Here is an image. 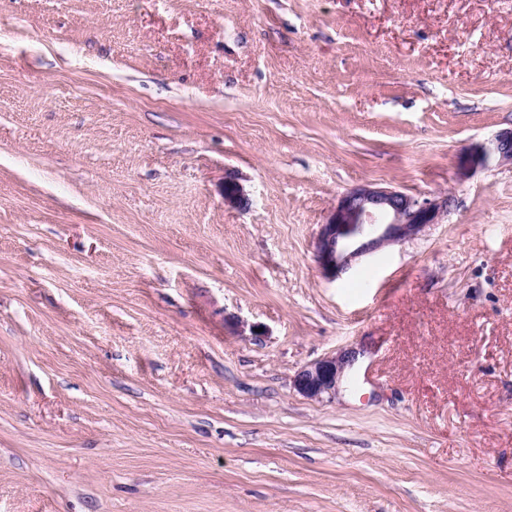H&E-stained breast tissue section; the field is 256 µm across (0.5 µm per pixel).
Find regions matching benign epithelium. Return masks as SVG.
I'll use <instances>...</instances> for the list:
<instances>
[{"label":"benign epithelium","instance_id":"7a95c632","mask_svg":"<svg viewBox=\"0 0 512 512\" xmlns=\"http://www.w3.org/2000/svg\"><path fill=\"white\" fill-rule=\"evenodd\" d=\"M512 164V128L498 132L486 143L469 149L463 171L484 167L491 160ZM249 204L244 187L233 177L224 181V205L243 209ZM451 198L418 199L400 191L363 185L341 196L315 242V257L322 273L336 279L358 258L402 242L439 223L448 215ZM357 352L316 360L295 376L294 387L303 396L320 399L336 391L338 379L356 360Z\"/></svg>","mask_w":512,"mask_h":512}]
</instances>
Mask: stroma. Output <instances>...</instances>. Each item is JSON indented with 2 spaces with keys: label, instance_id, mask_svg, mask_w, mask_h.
<instances>
[{
  "label": "stroma",
  "instance_id": "stroma-1",
  "mask_svg": "<svg viewBox=\"0 0 512 512\" xmlns=\"http://www.w3.org/2000/svg\"><path fill=\"white\" fill-rule=\"evenodd\" d=\"M510 127L512 0H0V512H512ZM492 159L499 163L512 164V127L498 132L486 143L469 149L463 171L486 166ZM249 204V197L244 187L233 177L224 181V205L230 208L243 209ZM451 197L418 199L400 191L363 185L346 192L315 242L322 273L336 279L358 258L405 241L448 214ZM356 356L357 352L351 350L307 364L295 376V389L311 399L335 392L338 379L352 366Z\"/></svg>",
  "mask_w": 512,
  "mask_h": 512
}]
</instances>
